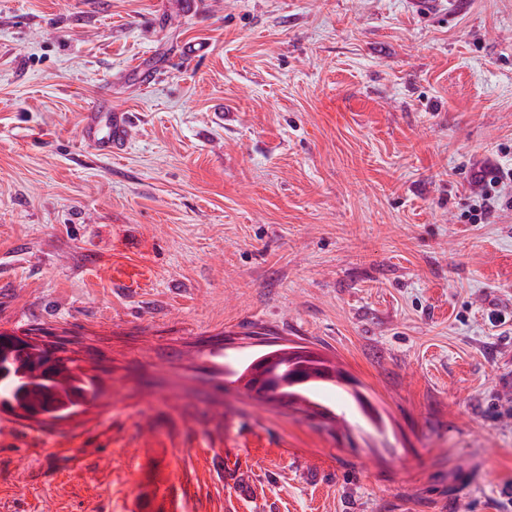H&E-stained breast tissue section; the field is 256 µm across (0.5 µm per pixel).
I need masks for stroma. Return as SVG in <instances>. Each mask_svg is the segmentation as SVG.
I'll return each mask as SVG.
<instances>
[{"label":"stroma","mask_w":512,"mask_h":512,"mask_svg":"<svg viewBox=\"0 0 512 512\" xmlns=\"http://www.w3.org/2000/svg\"><path fill=\"white\" fill-rule=\"evenodd\" d=\"M131 116L99 154L85 115ZM512 0H0V330L80 343L0 412V512H512ZM336 359L326 420L236 382ZM505 172L504 170H496L490 169L489 171H480L476 178L477 183L481 187L478 198V205L476 204V208L473 209L472 214H470L468 220H471L473 224H487L490 223L489 219L494 215L497 210V206L501 201V205L504 204L506 209H512V196L505 201L501 200L502 196L496 194L495 189L503 183V178L507 179L511 175L512 181V169ZM3 335L4 353L12 361L19 354L28 350L30 346H39L42 350V366L38 368L37 376L24 378L23 389H15L21 385L20 378L16 375L19 371L13 364H9L10 373L4 381H0V396H10L0 399V411L13 415L14 417L34 423L42 424H60L72 421L84 412L85 406L90 402V395L84 391H75L67 396H61L60 402L43 410L49 399V393L44 390L27 391L37 385L48 382L51 383L55 370L59 364V359H66L71 355V342L65 338H57L55 341L40 339V336H32L31 333H16L0 331ZM29 400L32 407L27 399Z\"/></svg>","instance_id":"stroma-1"}]
</instances>
